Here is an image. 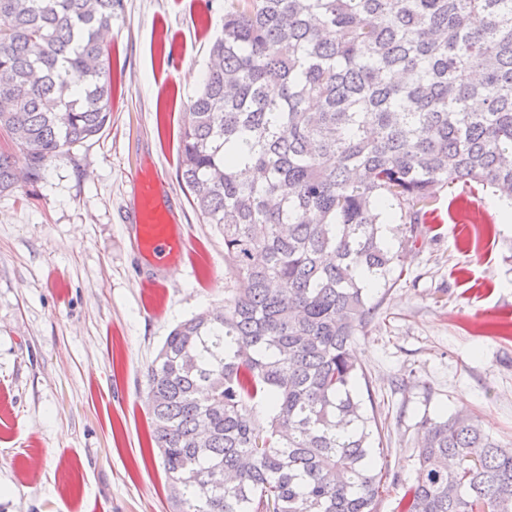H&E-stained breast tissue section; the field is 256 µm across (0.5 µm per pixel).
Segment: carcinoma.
Returning <instances> with one entry per match:
<instances>
[{
  "mask_svg": "<svg viewBox=\"0 0 512 512\" xmlns=\"http://www.w3.org/2000/svg\"><path fill=\"white\" fill-rule=\"evenodd\" d=\"M123 0H0V194L110 124ZM178 177L237 288L148 366L170 512H376L366 287L444 188L512 199V0H224ZM398 246H393V242ZM405 512H512V446L425 418Z\"/></svg>",
  "mask_w": 512,
  "mask_h": 512,
  "instance_id": "1",
  "label": "carcinoma"
}]
</instances>
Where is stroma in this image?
<instances>
[{"label": "stroma", "mask_w": 512, "mask_h": 512, "mask_svg": "<svg viewBox=\"0 0 512 512\" xmlns=\"http://www.w3.org/2000/svg\"><path fill=\"white\" fill-rule=\"evenodd\" d=\"M223 13L205 0H124L106 43L117 87L100 138L0 195V512H169L150 440L146 371L170 330L223 305L236 282L224 239L177 177L179 133ZM161 173L190 253L160 267L133 250L123 211L136 169ZM491 190L440 192L404 273L369 288L353 345L382 427L378 463L401 512L423 415L463 411L512 444V223ZM158 314L144 311L154 282Z\"/></svg>", "instance_id": "35a3bbf8"}]
</instances>
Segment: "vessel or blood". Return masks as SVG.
I'll use <instances>...</instances> for the list:
<instances>
[{"instance_id": "b4317fda", "label": "vessel or blood", "mask_w": 512, "mask_h": 512, "mask_svg": "<svg viewBox=\"0 0 512 512\" xmlns=\"http://www.w3.org/2000/svg\"><path fill=\"white\" fill-rule=\"evenodd\" d=\"M131 185L127 220L136 226V246L140 254L157 265L175 260L186 247L185 240L172 230V211L167 205L157 176L140 170L128 176Z\"/></svg>"}]
</instances>
